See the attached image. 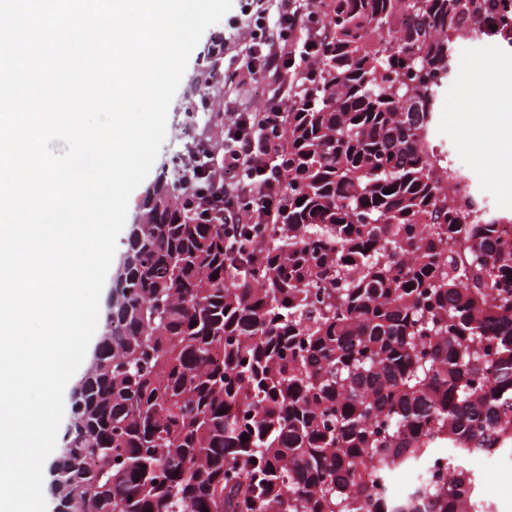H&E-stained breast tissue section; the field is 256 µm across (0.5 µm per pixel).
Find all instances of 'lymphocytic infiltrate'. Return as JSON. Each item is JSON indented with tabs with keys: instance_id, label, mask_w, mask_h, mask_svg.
I'll list each match as a JSON object with an SVG mask.
<instances>
[{
	"instance_id": "obj_1",
	"label": "lymphocytic infiltrate",
	"mask_w": 512,
	"mask_h": 512,
	"mask_svg": "<svg viewBox=\"0 0 512 512\" xmlns=\"http://www.w3.org/2000/svg\"><path fill=\"white\" fill-rule=\"evenodd\" d=\"M242 21L252 33V53L259 65H226L223 37H214L211 77L235 84L259 83L267 91L258 110L233 113L224 144L209 154L203 170L206 190L194 200L197 211L212 222L273 224L277 221L281 175L278 158L288 132V114L299 103V82L317 57L324 40L317 0H280L268 16L261 0Z\"/></svg>"
}]
</instances>
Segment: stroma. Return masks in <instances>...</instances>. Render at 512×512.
Returning <instances> with one entry per match:
<instances>
[{
    "instance_id": "obj_1",
    "label": "stroma",
    "mask_w": 512,
    "mask_h": 512,
    "mask_svg": "<svg viewBox=\"0 0 512 512\" xmlns=\"http://www.w3.org/2000/svg\"><path fill=\"white\" fill-rule=\"evenodd\" d=\"M211 43L210 34H203L192 51L180 85L171 101L166 118V136L160 152L148 176L131 194L128 202V218H135L146 200V193L162 173L161 165L169 160L178 148L179 121L181 111L190 96L199 74L198 60ZM461 52V73L453 77L444 88L447 100H457L469 89L476 73L489 71L496 74L512 73V49L504 50L488 42L474 40L463 43ZM264 96L258 95L255 87H228L223 94L212 97L210 109L198 113L196 135L210 141L221 140L224 123L234 112H243L261 108ZM491 103L481 93H474L470 101L467 116L469 125L480 133L479 147L465 143L464 134L454 112H440L436 115L435 127L442 137V144L448 153V159L457 169L466 173L476 190L484 198L488 207L499 213L512 211V188L504 189L497 185V178H512V132L508 130L484 129V116ZM500 156V173H493L482 159V151Z\"/></svg>"
}]
</instances>
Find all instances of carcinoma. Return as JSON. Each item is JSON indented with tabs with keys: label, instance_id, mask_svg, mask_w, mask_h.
<instances>
[{
	"label": "carcinoma",
	"instance_id": "cac0c4a2",
	"mask_svg": "<svg viewBox=\"0 0 512 512\" xmlns=\"http://www.w3.org/2000/svg\"><path fill=\"white\" fill-rule=\"evenodd\" d=\"M323 7L279 222L229 237L194 214L197 142L137 214L85 374L70 512H490L462 461L512 452V215L448 204L464 175L430 127L448 31L478 39L512 0ZM440 446L448 472L401 499L361 481Z\"/></svg>",
	"mask_w": 512,
	"mask_h": 512
}]
</instances>
